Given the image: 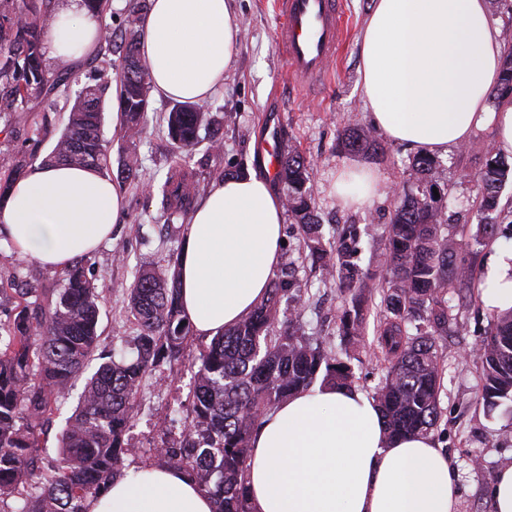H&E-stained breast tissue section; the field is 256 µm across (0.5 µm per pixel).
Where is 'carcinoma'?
<instances>
[{"mask_svg": "<svg viewBox=\"0 0 512 512\" xmlns=\"http://www.w3.org/2000/svg\"><path fill=\"white\" fill-rule=\"evenodd\" d=\"M142 4L134 0L128 36L117 46L121 83V138L144 133L150 74L140 58L136 24ZM55 19L52 0H0V131L28 111L69 77L46 68L42 34ZM500 89L512 91V43L505 48ZM106 87L85 85L70 109L66 127L45 165L108 167L103 143L102 100ZM167 136L174 164L164 181L145 184L158 197L168 219L187 221L199 196V180L190 161L211 130L208 149L223 151L220 118L187 103L166 113ZM48 116L33 119L27 141L37 146ZM339 146L355 154H378L382 145L370 132L342 127ZM437 160L415 156L411 168L416 186L398 197L387 228L383 259V314L373 345L387 362L375 401L393 437L431 432L439 420L444 366L434 337L448 333V290L468 285L472 270L448 251V225L427 177ZM310 163L297 150L280 161L278 178L286 186L284 206L303 249L322 271V281L336 284L338 330L348 339L364 337V313L371 301L372 277L358 264L360 231L355 224L336 228L325 238L317 201L309 183ZM508 166L488 151L482 171L473 176L481 219L476 241L497 234L492 214L498 208L500 184ZM19 172L9 154L0 155V191L6 192ZM169 253L166 269L142 270L128 289V306L139 333L132 355L120 362L101 349L99 295L79 263L62 273L60 287L40 295L11 279L0 281V295L18 299L14 314L0 322V512H88L87 502L102 494L123 474L133 455L128 433L134 400L143 379L164 364L181 362L192 325L179 306L177 262ZM303 303L296 281V261L286 258L266 297L238 325L215 336L191 364L194 389L192 419L178 447L158 449L167 464L181 470L215 503L214 512H248L246 472L253 432L263 417L300 389L322 383L350 387V369L337 362L317 339L305 335ZM493 327L481 341L482 399L495 409L512 403V309L492 314ZM100 359L86 380L81 401L57 433L59 456L44 462L39 451L57 411L89 363Z\"/></svg>", "mask_w": 512, "mask_h": 512, "instance_id": "carcinoma-1", "label": "carcinoma"}]
</instances>
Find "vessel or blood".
Segmentation results:
<instances>
[{"label":"vessel or blood","mask_w":512,"mask_h":512,"mask_svg":"<svg viewBox=\"0 0 512 512\" xmlns=\"http://www.w3.org/2000/svg\"><path fill=\"white\" fill-rule=\"evenodd\" d=\"M276 43L290 83L311 90L328 81L345 34L342 0H276Z\"/></svg>","instance_id":"vessel-or-blood-1"}]
</instances>
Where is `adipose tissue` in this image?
<instances>
[{
  "mask_svg": "<svg viewBox=\"0 0 512 512\" xmlns=\"http://www.w3.org/2000/svg\"><path fill=\"white\" fill-rule=\"evenodd\" d=\"M140 52L156 98L201 103L224 85L239 50L232 0H149ZM94 16L57 13L46 30L55 57L91 54ZM361 90L378 130L440 155L489 128L512 153V96L497 81L504 43L487 0H373L359 36ZM378 179L346 169L334 193L362 206ZM127 221L124 196L100 170L32 166L0 201V238L63 271ZM285 208L269 170L214 181L191 212L179 261L181 301L197 335L233 327L266 295L282 257ZM482 300L512 308V249L496 248ZM250 512H457L454 467L429 434L390 439L363 391L315 385L281 402L251 441ZM180 470L132 468L89 512H213Z\"/></svg>",
  "mask_w": 512,
  "mask_h": 512,
  "instance_id": "1",
  "label": "adipose tissue"
}]
</instances>
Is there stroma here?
<instances>
[{
    "instance_id": "obj_1",
    "label": "stroma",
    "mask_w": 512,
    "mask_h": 512,
    "mask_svg": "<svg viewBox=\"0 0 512 512\" xmlns=\"http://www.w3.org/2000/svg\"><path fill=\"white\" fill-rule=\"evenodd\" d=\"M345 40L332 67L331 77L314 97H306L289 84L284 59L275 40L280 21L273 0H234L240 17L239 51L224 73V86L207 102L204 112L224 115L221 133L224 149L211 153L197 147L192 164L200 173L202 186L223 176L225 169L247 170L260 167L258 147L264 138L277 136L281 152L296 149L311 162L310 183L318 202V216L325 230L338 224H356L362 230L359 265L375 276L383 271L377 259L385 250V228L390 221L395 196L414 181L410 160L414 151L407 145L381 138V155L366 158L341 151L337 147L339 124L372 129L369 112L364 107L358 38L373 0H343ZM113 53L106 46L79 62L70 63L46 55L45 63L54 72L69 73L66 90L38 104L34 118L45 117L49 126L39 149L47 154L65 127L69 110L86 84H111L115 69ZM172 101L150 99L147 126L140 139L120 140L111 122L103 124L110 168L107 176L122 182L127 202L128 221L115 225L112 239L93 256L84 259L87 275L92 278L101 302L99 331L104 346L130 349L138 334V324L127 309V290L139 268L165 266L171 250L180 248L184 232L166 227V217L157 200L141 189L147 181L162 182L173 161L166 136L163 115ZM492 135L477 132L460 147L439 156L431 173L434 183L443 189L444 219L448 225V245L472 265L475 280L471 287L448 292L452 325L447 335L437 337L436 346L445 371L440 393L441 417L433 435L448 453L457 472L460 490L459 512H492L490 488L497 471L512 463V411L498 408L488 411L481 396V370L468 351L485 337L491 314L482 302L485 269L494 245H512V180L501 189L497 214L499 235L495 244H477L478 216L470 176L479 173ZM133 163L136 177L123 179L124 163ZM361 166L375 173L379 188L372 200L362 207H345L333 193L337 174L346 168ZM0 277H17L38 288H55L59 272L41 267L17 256L9 241H0ZM320 274L309 262H300L297 279L301 285L305 310L303 322L308 335L318 337L323 346L347 365L354 385L366 394H374L385 374L386 363L371 344L350 343L338 333L336 312L340 301L333 286L319 281ZM207 343L192 336L184 351L183 364L164 369L146 378L135 400L136 426L130 433L135 456L127 457L125 468L158 463L156 454L163 442L178 441L183 424L191 414L189 364ZM481 466H474V459Z\"/></svg>"
}]
</instances>
